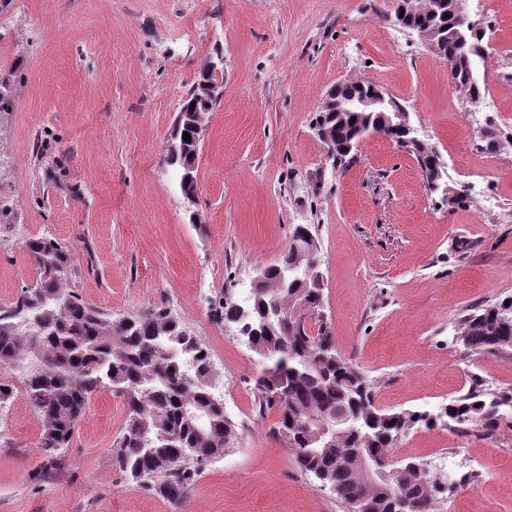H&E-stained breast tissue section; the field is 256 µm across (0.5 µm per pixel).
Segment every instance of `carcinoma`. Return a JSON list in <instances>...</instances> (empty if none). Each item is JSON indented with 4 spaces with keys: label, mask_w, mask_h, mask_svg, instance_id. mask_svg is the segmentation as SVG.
Wrapping results in <instances>:
<instances>
[{
    "label": "carcinoma",
    "mask_w": 512,
    "mask_h": 512,
    "mask_svg": "<svg viewBox=\"0 0 512 512\" xmlns=\"http://www.w3.org/2000/svg\"><path fill=\"white\" fill-rule=\"evenodd\" d=\"M426 28L438 29L441 36L440 58L450 64L448 84L479 105L487 90L483 39L460 36L456 15L435 14L429 0H421L405 29L418 36ZM370 87L354 81L342 96V111L318 110L315 130L326 153L341 162L348 157L346 146L371 131L400 143L428 179L435 151L388 124L393 112L404 109L397 99L386 96L384 112L359 111L358 99ZM192 122L187 112L176 115L164 155L185 198L197 191L201 142ZM291 239L301 247L287 245L278 263L261 268L245 304L225 296L212 308L217 324L250 326L254 351L266 364L255 384L258 411H277V434L299 467L330 487L350 512H396L399 497L409 499L413 512H433L441 487L425 466L407 470L387 490L351 474L357 449L384 461L410 428L439 421L491 434L502 423H512V391L474 388L434 414L380 408L372 382L337 352L331 324L319 316L324 310L321 280L303 274L308 253L319 246L314 227L294 225ZM22 248L38 279L13 305L0 308V367L20 373L42 420L41 448L49 462H57L70 446L90 396L107 389L122 397L128 411L125 431L112 448L113 465L143 491L180 501L205 467L238 438V426L215 392L208 348L165 307L114 319L66 288L72 262L66 243L35 235L23 239ZM458 330L469 352L512 349V300L465 315ZM338 405L350 415L351 426L324 448L315 439L320 427L305 419L311 411Z\"/></svg>",
    "instance_id": "carcinoma-1"
}]
</instances>
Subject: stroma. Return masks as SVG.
<instances>
[{
  "label": "stroma",
  "mask_w": 512,
  "mask_h": 512,
  "mask_svg": "<svg viewBox=\"0 0 512 512\" xmlns=\"http://www.w3.org/2000/svg\"><path fill=\"white\" fill-rule=\"evenodd\" d=\"M398 0H0V194L16 222L0 231V307L36 271L24 238L68 242V287L113 318L168 308L209 348L217 392L239 438L179 501L145 493L112 464L126 426L121 397L91 395L62 466L14 370L0 407V512H348L297 465L259 413L264 363L211 309L234 276L246 296L313 225L324 312L339 353L370 378L384 409L434 411L474 380L512 390V350L471 353L459 320L512 299V0H466L490 29L487 84L497 110L478 123L448 84V64L395 22ZM224 58L223 95L198 157L197 207L163 161L179 105ZM371 82L407 109L419 138L467 200L426 189L414 156L370 134L331 166L314 129L328 91ZM501 134L497 152L484 132ZM453 457L434 512H512V430L417 426L392 456ZM487 473L469 488L458 465Z\"/></svg>",
  "instance_id": "35a3bbf8"
}]
</instances>
